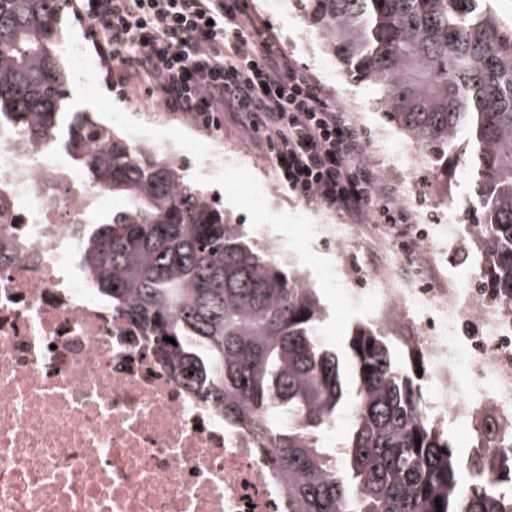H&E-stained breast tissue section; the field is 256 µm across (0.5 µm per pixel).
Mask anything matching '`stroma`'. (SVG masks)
Here are the masks:
<instances>
[{
	"instance_id": "1",
	"label": "stroma",
	"mask_w": 512,
	"mask_h": 512,
	"mask_svg": "<svg viewBox=\"0 0 512 512\" xmlns=\"http://www.w3.org/2000/svg\"><path fill=\"white\" fill-rule=\"evenodd\" d=\"M265 18L277 37L279 48L292 55L298 63L313 73L325 89L341 85L337 100L343 107L358 105L351 118L363 130L366 143L364 163L372 168L380 185L392 188L394 194L410 193L412 201L426 211L447 209L449 202H461V223L472 224L480 213L479 204L471 188V179L462 166H454L451 191L441 197L430 172L417 169L412 190H405L399 177L408 159L388 153L381 138L390 126L375 104V95L365 83L324 53L313 28L302 22V12L294 0H249ZM86 23L74 8H66L59 26L61 45H72L82 55L84 63L69 66L70 97L74 104L94 113L115 131L127 135L136 127L156 131L161 142L175 147L176 153L191 178L199 177V169L210 149L218 148L234 153L242 164L224 166L215 178L204 181L209 195L223 208L234 223L243 226L250 235L266 229L287 244L288 253L281 261L285 272L306 276L315 288L326 315L321 324V335L329 347L345 351L348 339L364 317L359 309L341 291L323 282L320 266L332 261L329 253H318L317 266L303 267L301 254L313 250L314 241L304 231L308 224H336L340 218L317 204L289 197L276 180L269 158L255 151H247L241 143L239 129L225 123L220 131H206L182 114L167 110L160 102L159 92L137 91L129 98L118 97L107 81L103 66L92 42L85 35Z\"/></svg>"
}]
</instances>
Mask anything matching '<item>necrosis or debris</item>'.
<instances>
[{"instance_id": "obj_1", "label": "necrosis or debris", "mask_w": 512, "mask_h": 512, "mask_svg": "<svg viewBox=\"0 0 512 512\" xmlns=\"http://www.w3.org/2000/svg\"><path fill=\"white\" fill-rule=\"evenodd\" d=\"M0 512H288L266 449L225 426L97 298L77 230L106 207L45 149H0ZM330 276L428 367L430 419L489 414L512 447V300L474 224H311Z\"/></svg>"}]
</instances>
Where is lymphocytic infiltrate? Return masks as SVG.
<instances>
[{
	"label": "lymphocytic infiltrate",
	"instance_id": "obj_1",
	"mask_svg": "<svg viewBox=\"0 0 512 512\" xmlns=\"http://www.w3.org/2000/svg\"><path fill=\"white\" fill-rule=\"evenodd\" d=\"M76 8L117 96L159 90L169 111L208 131L232 117L294 198L355 224L405 223L361 162L362 132L277 47L248 0H77Z\"/></svg>",
	"mask_w": 512,
	"mask_h": 512
}]
</instances>
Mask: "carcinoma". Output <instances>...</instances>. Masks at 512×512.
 <instances>
[{"label": "carcinoma", "mask_w": 512, "mask_h": 512, "mask_svg": "<svg viewBox=\"0 0 512 512\" xmlns=\"http://www.w3.org/2000/svg\"><path fill=\"white\" fill-rule=\"evenodd\" d=\"M67 2L0 0V148L61 150L69 171L112 197L79 230L99 297L224 424L270 450L291 512H512V461L491 464L490 419L460 455L389 337L361 326L340 361L319 340L314 290L224 218L175 155L65 110ZM305 2L324 51L375 89L443 194L448 161L470 169L489 230L486 279L512 298V15L492 0ZM346 408L333 447L325 432Z\"/></svg>", "instance_id": "obj_1"}]
</instances>
